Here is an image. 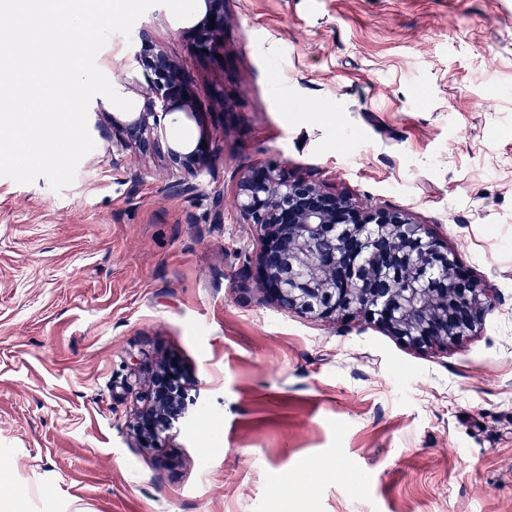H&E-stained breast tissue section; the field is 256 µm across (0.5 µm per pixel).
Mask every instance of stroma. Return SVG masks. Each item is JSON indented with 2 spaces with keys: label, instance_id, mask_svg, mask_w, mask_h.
<instances>
[{
  "label": "stroma",
  "instance_id": "obj_1",
  "mask_svg": "<svg viewBox=\"0 0 512 512\" xmlns=\"http://www.w3.org/2000/svg\"><path fill=\"white\" fill-rule=\"evenodd\" d=\"M135 24L195 91L161 141L206 140L186 192L102 122L73 184L0 177V512H512V0H224ZM114 88L151 74L122 35ZM277 159L404 208L498 300L445 351L287 313L243 271L232 195ZM186 373L191 420L141 447L129 383ZM345 468L362 488L337 476ZM196 23L192 27V51L198 56L211 55L224 42V0H200ZM215 16L214 22L210 17ZM213 25V28H210ZM208 50V53L204 52Z\"/></svg>",
  "mask_w": 512,
  "mask_h": 512
}]
</instances>
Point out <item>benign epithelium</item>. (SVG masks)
<instances>
[{
    "mask_svg": "<svg viewBox=\"0 0 512 512\" xmlns=\"http://www.w3.org/2000/svg\"><path fill=\"white\" fill-rule=\"evenodd\" d=\"M224 0H199L192 51L213 53L224 42ZM136 56L152 73L143 109L118 125L119 145L147 153L158 145L161 121L193 111L191 80L182 66L144 31ZM172 165L196 177L213 155L210 145H168ZM234 203L260 243L248 278L287 312L317 318L362 317L407 345L446 349L471 335L495 294L462 268L456 253L406 209L365 210L344 192H332L272 161L239 178ZM189 418L177 365L157 368L136 413L145 447Z\"/></svg>",
    "mask_w": 512,
    "mask_h": 512,
    "instance_id": "7a95c632",
    "label": "benign epithelium"
}]
</instances>
